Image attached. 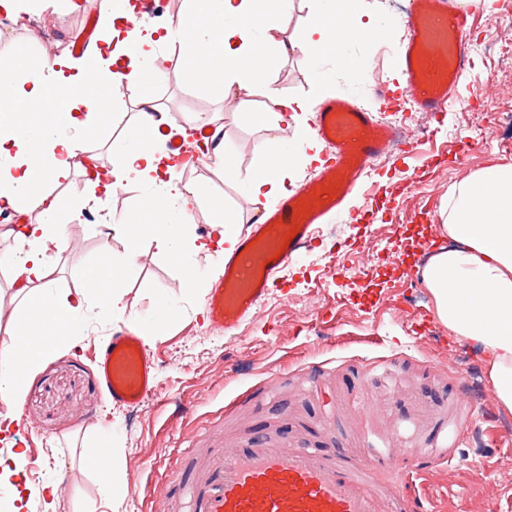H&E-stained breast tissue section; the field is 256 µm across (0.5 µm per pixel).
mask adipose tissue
Returning a JSON list of instances; mask_svg holds the SVG:
<instances>
[{
	"instance_id": "ef3b65f1",
	"label": "adipose tissue",
	"mask_w": 512,
	"mask_h": 512,
	"mask_svg": "<svg viewBox=\"0 0 512 512\" xmlns=\"http://www.w3.org/2000/svg\"><path fill=\"white\" fill-rule=\"evenodd\" d=\"M289 0H184L177 17L156 23L135 20L127 5L100 0L104 42L112 51L93 48L90 61L71 66L49 55L30 63L24 49L0 68V214L37 212L24 227L23 248L0 254L14 271L18 301L7 324L8 344L0 347V397L20 399L41 363L68 344L84 327L93 307L118 313L128 271L135 262L104 258L78 272V286L68 293L55 288L61 253L69 246L64 228L79 223L86 208L101 207L123 183L152 186L139 202L142 224L122 218L102 225L109 237L153 239L161 251L184 241L183 285L197 287V257L206 251L193 231V208L202 191L180 180L175 162L157 136L169 125L168 108L153 98L136 104L126 124L125 148L115 151L110 167L96 173L90 189L53 192L69 180L87 135L101 121V100L121 106L122 82L141 79L154 51L179 42L189 63L221 76L225 95L237 109L254 96L266 104L262 129L278 130L286 113L310 111V104L266 90L260 75L270 50H299L312 58L337 52L349 30L371 36L381 26L367 17L351 27L348 0H316L304 27L288 33L281 19ZM313 140L299 129L291 145L272 151L261 147L262 164L244 186L250 200L273 199L286 190L298 163L312 162ZM442 229L454 240L423 268L438 319L460 340L485 348L487 374L500 407L512 412V163L493 162L460 183L442 209Z\"/></svg>"
}]
</instances>
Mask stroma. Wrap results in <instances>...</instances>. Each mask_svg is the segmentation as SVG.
Masks as SVG:
<instances>
[{
  "label": "stroma",
  "instance_id": "35a3bbf8",
  "mask_svg": "<svg viewBox=\"0 0 512 512\" xmlns=\"http://www.w3.org/2000/svg\"><path fill=\"white\" fill-rule=\"evenodd\" d=\"M78 10L44 11L46 32L33 42V28L0 15V65L26 46L32 58L53 49L70 52L86 24H99L98 0H80ZM409 0H359L384 35L364 41L348 34L340 52L319 62L302 52L270 54L265 80L278 95L319 103L323 96L351 93L373 106V89L399 83L398 48L407 36ZM483 17L470 33L472 72L454 91L444 123L415 110L408 95L396 94L386 119L403 130L405 144L381 157L340 222L323 226L303 256L287 267L270 297L237 337L225 338L207 320L205 302L221 274V251L200 263L196 290L182 288L177 257L139 244L126 284L123 314L92 310L83 335L58 349L30 378L22 398L0 403V416L25 422L0 437V457L24 452L25 467L11 483H0V501L22 495L23 512H46L43 486L57 489L55 512H165L173 472L184 448L206 459L209 431L228 445H242L262 431L281 443L311 441L325 447L320 429L340 428L344 447L360 450L367 434L381 437L393 457L417 444L434 447L440 424L466 425L486 419L455 454V473L437 469L425 496L435 512H512V413L499 409L488 379L482 345L451 336L435 313L421 271L431 254L451 246L440 227L448 192L489 161L512 162L498 142H512V0H480ZM162 73L151 85H132L122 95L132 103L151 95L176 122L208 121L224 115V142L233 171L224 175L214 159L179 168L182 181L201 184L226 201L240 229L261 214L241 191L261 161L267 133L258 121L236 115L216 85L189 84L181 77L176 45L158 49L152 60ZM325 75L324 90L311 82L313 67ZM124 110L109 129L91 131L87 156L71 178L83 183L90 159L110 164L123 138ZM98 216L69 227L70 240L55 277L59 288L76 285L75 275L103 256L122 259L130 248L105 238ZM367 264L368 277L350 281L337 262ZM176 315L148 341L157 358L158 394L135 408L107 404L101 397L93 355L109 333L126 323L146 326L158 303ZM324 382L310 391L307 378ZM278 381L268 393V378ZM232 412H225V405ZM184 409L176 418V409ZM112 450L111 491H104L88 457Z\"/></svg>",
  "mask_w": 512,
  "mask_h": 512
}]
</instances>
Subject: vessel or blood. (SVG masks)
Listing matches in <instances>:
<instances>
[{
	"mask_svg": "<svg viewBox=\"0 0 512 512\" xmlns=\"http://www.w3.org/2000/svg\"><path fill=\"white\" fill-rule=\"evenodd\" d=\"M476 14L460 0H410L405 21L409 35L398 66L419 111L435 116L445 112L453 88L468 77V33ZM314 125L328 149L326 158L224 254L223 272L206 308L211 324L226 335H237L276 274L308 249L316 226L343 215L348 197L400 138L395 125L352 94L322 101ZM96 365L103 393L113 404L136 406L156 393L155 358L146 336L134 327L113 330ZM453 464V455L437 448H414L394 460L372 443L357 454L307 442L289 448L269 444L258 431L244 449L212 441L203 466L191 469L181 483L180 510L425 512L420 496L395 492L379 482V475L396 469L410 481Z\"/></svg>",
	"mask_w": 512,
	"mask_h": 512,
	"instance_id": "1",
	"label": "vessel or blood"
}]
</instances>
